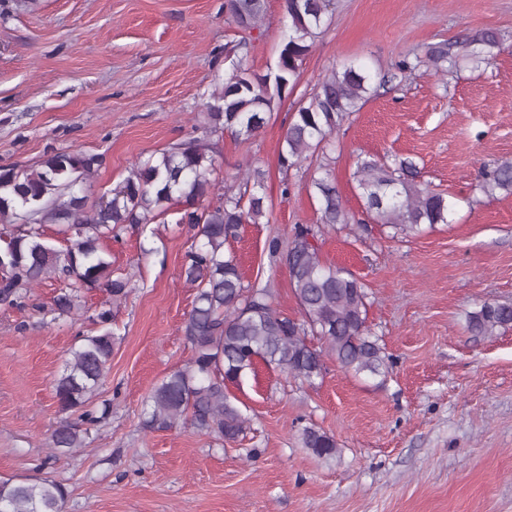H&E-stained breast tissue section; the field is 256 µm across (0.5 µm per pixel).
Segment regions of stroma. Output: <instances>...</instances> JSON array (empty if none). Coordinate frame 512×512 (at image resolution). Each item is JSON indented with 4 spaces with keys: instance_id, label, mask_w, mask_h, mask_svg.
<instances>
[{
    "instance_id": "stroma-1",
    "label": "stroma",
    "mask_w": 512,
    "mask_h": 512,
    "mask_svg": "<svg viewBox=\"0 0 512 512\" xmlns=\"http://www.w3.org/2000/svg\"><path fill=\"white\" fill-rule=\"evenodd\" d=\"M331 10L296 87L246 137L205 132L206 104L234 64L263 74L275 63L284 0H263L247 34L224 0H0V165L101 155L85 186L91 209L132 164L193 136L215 151L209 203L255 162L267 216L225 248L245 283L270 285L277 311L296 319L288 267L268 247L319 224L311 179L329 162L349 222L319 239L320 256L366 283L368 333L390 356L382 375L325 358L311 383L256 360L227 390L247 420L233 441L181 420L148 426L154 388L193 357L175 201L146 229L100 242L133 290L113 310L112 358L92 398L110 409L82 447L51 446L53 388L79 336L97 334L103 292L55 276L0 304V477L60 484L64 512H512V325L490 336L467 328L483 303L512 305V195L476 188L483 165L512 159V0H333ZM487 29L504 37L490 64L399 69ZM243 39L247 51L236 52ZM350 63L371 74L374 93L337 126L327 157L282 168L294 112ZM364 159L411 162L419 184L447 196V223L406 234L375 224L354 177ZM66 291L75 307L62 314L52 300ZM312 426L336 440L335 456L303 448Z\"/></svg>"
}]
</instances>
